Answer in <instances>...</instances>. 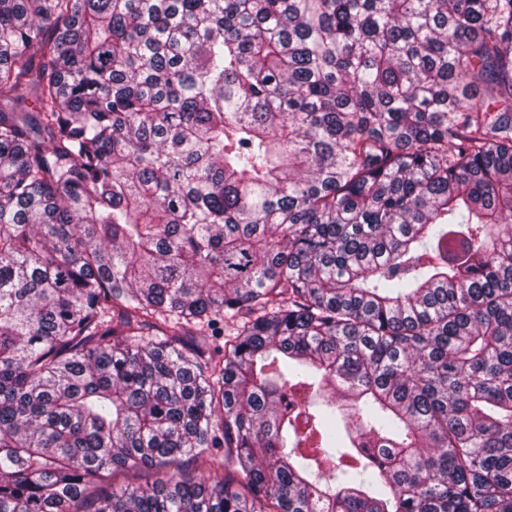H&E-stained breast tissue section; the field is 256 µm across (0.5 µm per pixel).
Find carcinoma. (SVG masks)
<instances>
[{
    "mask_svg": "<svg viewBox=\"0 0 512 512\" xmlns=\"http://www.w3.org/2000/svg\"><path fill=\"white\" fill-rule=\"evenodd\" d=\"M511 219L512 0H0V512H512Z\"/></svg>",
    "mask_w": 512,
    "mask_h": 512,
    "instance_id": "obj_1",
    "label": "carcinoma"
}]
</instances>
